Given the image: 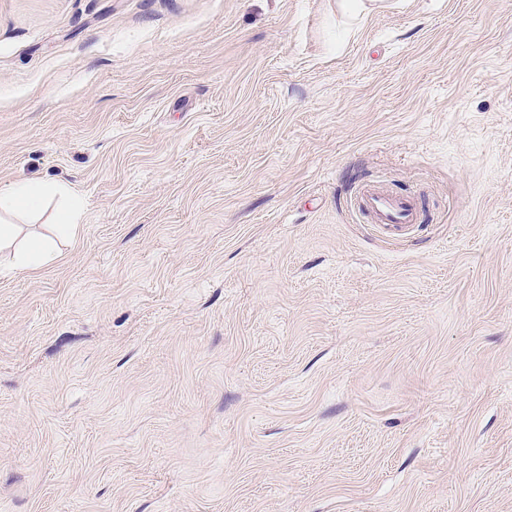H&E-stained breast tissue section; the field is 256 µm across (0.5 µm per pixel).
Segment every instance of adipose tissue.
I'll use <instances>...</instances> for the list:
<instances>
[{
    "instance_id": "ef3b65f1",
    "label": "adipose tissue",
    "mask_w": 512,
    "mask_h": 512,
    "mask_svg": "<svg viewBox=\"0 0 512 512\" xmlns=\"http://www.w3.org/2000/svg\"><path fill=\"white\" fill-rule=\"evenodd\" d=\"M67 194L63 186L33 182H19L8 189H0V251L10 253V266L14 271L30 274L52 265L58 257V238L79 236V215L73 206L61 210L51 236H28L21 225L12 221L17 214L38 211L47 196Z\"/></svg>"
}]
</instances>
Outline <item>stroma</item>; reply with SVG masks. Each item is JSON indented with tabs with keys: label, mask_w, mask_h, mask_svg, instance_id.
Returning <instances> with one entry per match:
<instances>
[{
	"label": "stroma",
	"mask_w": 512,
	"mask_h": 512,
	"mask_svg": "<svg viewBox=\"0 0 512 512\" xmlns=\"http://www.w3.org/2000/svg\"><path fill=\"white\" fill-rule=\"evenodd\" d=\"M28 180L0 512H512V0H0ZM49 195L69 197L64 186L33 182H19L6 190L0 189V251L11 254L10 266L16 272L34 273L52 265L58 257L57 238L76 239L81 224L77 206L61 210L60 224L54 236L30 237L23 233L20 224L10 218L19 213H33L40 209ZM360 209L375 224L386 229L406 231L421 220V210L414 198L394 195L375 188L365 189L360 197Z\"/></svg>",
	"instance_id": "obj_1"
}]
</instances>
